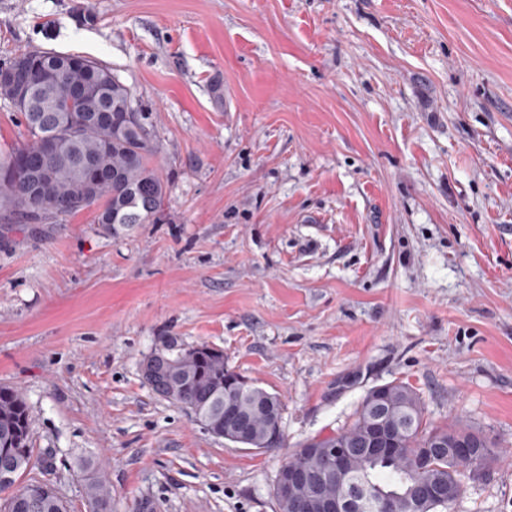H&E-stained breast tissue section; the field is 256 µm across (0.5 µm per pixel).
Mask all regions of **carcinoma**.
<instances>
[{"label": "carcinoma", "mask_w": 512, "mask_h": 512, "mask_svg": "<svg viewBox=\"0 0 512 512\" xmlns=\"http://www.w3.org/2000/svg\"><path fill=\"white\" fill-rule=\"evenodd\" d=\"M25 58L38 67L29 85L27 105L17 109L25 125L24 141L0 155V228L24 230L29 213L42 210L41 224H62L83 210L92 209L97 223L112 226V232L133 224H150L159 219L168 184L159 174L158 146L134 112L130 89L106 65L86 60L71 63L72 55L40 49L24 50L11 62ZM70 111L96 115L112 113V125L93 121L65 138L60 152L46 160L31 159V168L45 162L52 178L34 195L24 176L13 174L17 158L33 152L39 137L60 132L59 118ZM159 350L168 357L169 370L162 388L154 392L187 410L212 437L221 438L214 423L224 422V412L234 410L245 420L250 448H281L284 437L270 440L269 414L257 405L267 391L250 392L231 380L235 372L224 367V351L201 345L196 356L186 354L173 336L160 341ZM383 413L394 430L395 447L385 452L355 454L348 471L322 486L324 495L336 498L352 486L370 489L390 500L397 512L413 497L418 485L432 482L459 490L465 470L484 466L493 443L469 425L438 427L427 421L419 394L409 385L392 381L382 393L371 389L360 403L353 421L343 430L311 438L298 446L288 465L322 473L329 451L351 448L369 434L378 413ZM477 439L482 447L475 455L460 458L446 451L452 442ZM51 464L44 451L31 448L28 406L15 390L0 387V472L20 481L35 468ZM23 496L0 487L7 494L0 512H67L58 492L48 486ZM86 498L90 512H111V494L103 476L88 478Z\"/></svg>", "instance_id": "carcinoma-1"}]
</instances>
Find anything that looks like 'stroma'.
<instances>
[{"mask_svg": "<svg viewBox=\"0 0 512 512\" xmlns=\"http://www.w3.org/2000/svg\"><path fill=\"white\" fill-rule=\"evenodd\" d=\"M85 56L160 148L157 222L0 238V386L69 512H276L307 439L401 381L494 444L453 512H512V0H0V64ZM163 336L284 402L287 444L155 394ZM86 498L90 512H111V494L103 476L88 478Z\"/></svg>", "mask_w": 512, "mask_h": 512, "instance_id": "stroma-1", "label": "stroma"}]
</instances>
